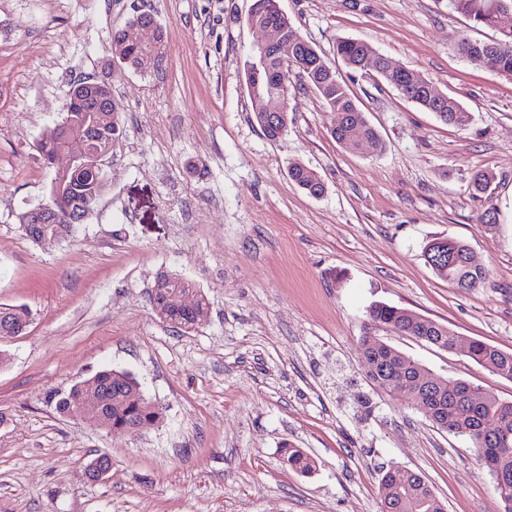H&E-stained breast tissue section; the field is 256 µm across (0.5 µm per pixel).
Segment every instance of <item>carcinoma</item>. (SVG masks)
Returning a JSON list of instances; mask_svg holds the SVG:
<instances>
[{
    "mask_svg": "<svg viewBox=\"0 0 512 512\" xmlns=\"http://www.w3.org/2000/svg\"><path fill=\"white\" fill-rule=\"evenodd\" d=\"M448 6L467 15L472 21L496 31L490 41L463 38L457 44L458 54L477 66L480 58L492 48L498 49L499 74L512 81V0H448ZM248 19L260 24H273L284 34L296 31L290 19L282 18L274 0H254ZM156 21L153 14L141 12L129 19L125 26L112 31V57L136 73L157 71L166 57L164 32H159L155 44L141 45L129 37V32L141 25ZM336 55L352 71H363L376 66L380 54L366 42L352 38L336 39ZM305 66H297V75L306 80L323 101L326 111L335 116L331 129L336 141L354 151L363 143L374 153L383 151V142L369 123L354 94L339 74L312 45L302 52ZM246 83L252 101L253 117L266 136L280 139L288 135V124L268 123L266 104L272 95L288 92L290 70L282 67L272 54L265 65L253 66L248 60ZM438 119L462 128L471 121V113L454 97L441 104ZM123 135L121 113L116 104L111 111H97V102L87 99L63 112L60 121L47 128L35 141V147L44 163H49L55 151L68 145L75 152H104ZM291 180L309 195H322L325 184L319 173L300 163L289 167ZM104 187L89 179L82 171H73L58 179L51 178L49 193L42 207L60 209L75 200L83 205L76 216L59 224H24L26 212L16 219L22 233L32 242H42V234L57 241L73 238L76 226L98 203ZM469 246L458 240H447L445 252L438 246H428L424 252L426 265L440 279L467 292L482 287L489 271L481 265L467 263ZM192 296L194 306L185 308L181 298ZM150 302L156 315L186 332L194 331L210 316V302L196 282L183 274L161 272L150 290ZM32 321V311L25 305L0 304V340L12 338L26 329ZM388 328L402 336L423 340L439 349L453 351L460 340L448 326L437 323L407 309L383 302L372 304L367 311L368 333L360 341V353L368 378L380 389L392 394H404L416 409L430 419L440 431L469 437L475 446L477 458L481 449L493 448L496 469L501 480L494 481L495 490L503 504V512H512V403L487 395L466 381L434 376L435 383L427 381L431 372L421 363L387 344L375 347L371 330ZM466 356L490 371L512 379V353L479 339L467 340ZM94 400L89 419L103 428L116 429L121 425L146 423L156 425L163 419L159 405L147 399L141 383L130 373L117 369L99 371L64 392L50 396L49 402L62 415L89 400ZM497 417L501 420L500 433L492 444H487L476 431L478 420ZM288 464L303 472L314 467V461L299 448L288 449ZM381 503L392 506V512H438L432 486L419 472L396 468L381 477Z\"/></svg>",
    "mask_w": 512,
    "mask_h": 512,
    "instance_id": "carcinoma-1",
    "label": "carcinoma"
}]
</instances>
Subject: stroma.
<instances>
[{
	"label": "stroma",
	"mask_w": 512,
	"mask_h": 512,
	"mask_svg": "<svg viewBox=\"0 0 512 512\" xmlns=\"http://www.w3.org/2000/svg\"><path fill=\"white\" fill-rule=\"evenodd\" d=\"M254 0H0V304L34 321L0 341V512H379L381 472H421L446 512H499L472 442L443 433L367 377L359 351L377 301L512 352V82L456 52L490 41L447 0H279L301 37L339 71L384 150L351 152L332 113L292 78L288 134L253 122L244 71L261 37ZM154 13L167 61L140 74L112 64V31ZM365 41L471 113L440 122L353 73L337 38ZM105 79L124 132L109 183L74 239L33 244L18 212L52 172L34 147L73 81ZM299 162L326 190L289 177ZM493 180L473 194L470 179ZM496 207L498 223L479 217ZM465 241L489 271L464 293L436 277L424 247ZM162 271L193 278L207 323L183 332L149 299ZM432 373L512 402V379L465 354L379 329ZM130 372L164 420L112 432L58 415L48 398L106 369ZM299 448L312 472L290 468ZM111 471L83 476L94 457ZM289 176L297 186L311 196H321L325 191V184L319 173L306 165L300 163L291 164Z\"/></svg>",
	"instance_id": "stroma-1"
}]
</instances>
